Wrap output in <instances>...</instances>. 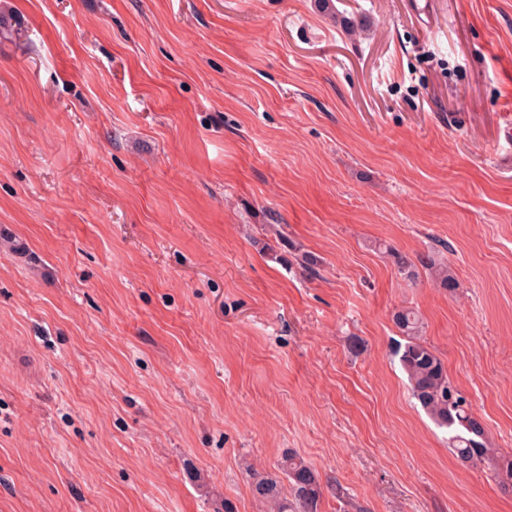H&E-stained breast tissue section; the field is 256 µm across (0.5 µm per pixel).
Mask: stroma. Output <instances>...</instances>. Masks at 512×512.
<instances>
[{
  "instance_id": "stroma-1",
  "label": "stroma",
  "mask_w": 512,
  "mask_h": 512,
  "mask_svg": "<svg viewBox=\"0 0 512 512\" xmlns=\"http://www.w3.org/2000/svg\"><path fill=\"white\" fill-rule=\"evenodd\" d=\"M403 308L512 451V0H0V512H512ZM418 262L422 267L429 270L434 278L444 288L454 289L457 286V282L451 272L448 269V265L444 263H437L431 255L420 256ZM394 322L405 343H397L411 394L432 421L448 433V448L465 466H487L501 490H512V452L488 448L486 430L474 415L468 397L448 378L435 351L421 339L423 322L413 309L395 313ZM278 470L286 478L287 486L276 473L252 474L253 492L267 511L316 512L322 490L319 474L295 454H286Z\"/></svg>"
}]
</instances>
